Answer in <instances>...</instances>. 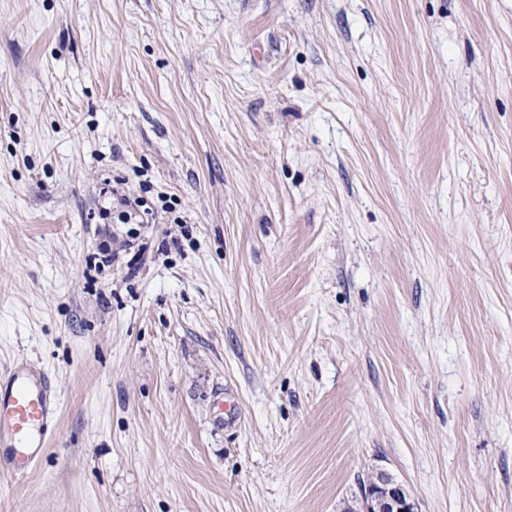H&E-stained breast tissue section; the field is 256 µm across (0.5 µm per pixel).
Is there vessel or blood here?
Instances as JSON below:
<instances>
[{"instance_id":"vessel-or-blood-1","label":"vessel or blood","mask_w":512,"mask_h":512,"mask_svg":"<svg viewBox=\"0 0 512 512\" xmlns=\"http://www.w3.org/2000/svg\"><path fill=\"white\" fill-rule=\"evenodd\" d=\"M60 416V398L45 371L19 359L0 370V477L34 471Z\"/></svg>"}]
</instances>
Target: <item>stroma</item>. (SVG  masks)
I'll use <instances>...</instances> for the list:
<instances>
[{
	"label": "stroma",
	"instance_id": "1",
	"mask_svg": "<svg viewBox=\"0 0 512 512\" xmlns=\"http://www.w3.org/2000/svg\"><path fill=\"white\" fill-rule=\"evenodd\" d=\"M18 357L62 407L0 512H512V0H0ZM122 185L123 183L118 180L113 181L112 185L106 182L101 191L103 196L112 201V209H120L118 216L120 222L128 224L132 218L143 219L145 215H152L144 196L130 193ZM128 237L130 239H126L122 242V244L120 245L119 247V252H115V251H112V248L110 246V244L107 242V240H104L99 248H98V254L97 256L99 257L100 261L103 263V264H106V265H110L112 264L116 259L119 258V253L120 252H128L130 251L128 254H130L132 251H133V255L131 257V260L128 262V266H129V263L138 255L140 254H143L145 251H146V247L142 244H139V242L137 241V235H132V234H129ZM129 269H130V266H129ZM359 495L366 506L363 511L370 512L373 502L381 501L385 511L379 512H417L416 503L408 490L398 483L386 470L368 475L365 484H360Z\"/></svg>",
	"mask_w": 512,
	"mask_h": 512
}]
</instances>
